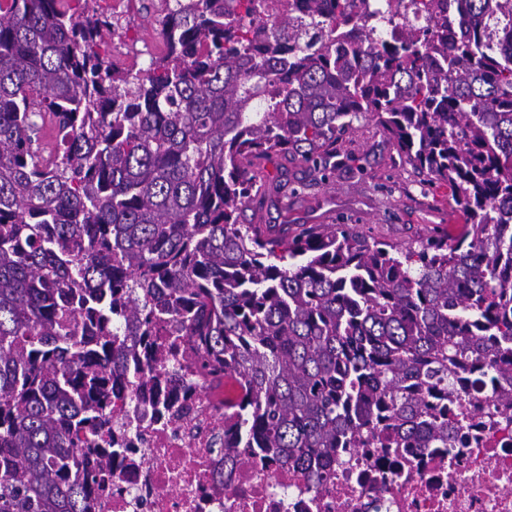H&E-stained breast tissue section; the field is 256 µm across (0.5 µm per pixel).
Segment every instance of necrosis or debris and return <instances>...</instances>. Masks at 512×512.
Returning a JSON list of instances; mask_svg holds the SVG:
<instances>
[{
    "label": "necrosis or debris",
    "mask_w": 512,
    "mask_h": 512,
    "mask_svg": "<svg viewBox=\"0 0 512 512\" xmlns=\"http://www.w3.org/2000/svg\"><path fill=\"white\" fill-rule=\"evenodd\" d=\"M160 399L112 395L121 413L113 424L128 451L112 462V487L94 512H512V424L491 413L489 393L477 442L460 459L413 448L393 464L343 454L335 478L315 487L295 469L263 458L235 469L224 493L213 490L224 472L214 438L224 432V387L188 365L177 380L161 378Z\"/></svg>",
    "instance_id": "obj_1"
}]
</instances>
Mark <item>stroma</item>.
Instances as JSON below:
<instances>
[{"label": "stroma", "instance_id": "35a3bbf8", "mask_svg": "<svg viewBox=\"0 0 512 512\" xmlns=\"http://www.w3.org/2000/svg\"><path fill=\"white\" fill-rule=\"evenodd\" d=\"M342 164L328 180L310 175L307 166L288 168L289 185H302L287 210L270 198L253 201L264 223L349 224L369 237L401 246L416 245L461 224L448 205L447 190L432 191L422 177L402 166L374 122L360 120L336 145Z\"/></svg>", "mask_w": 512, "mask_h": 512}]
</instances>
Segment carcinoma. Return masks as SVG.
Wrapping results in <instances>:
<instances>
[{
    "label": "carcinoma",
    "mask_w": 512,
    "mask_h": 512,
    "mask_svg": "<svg viewBox=\"0 0 512 512\" xmlns=\"http://www.w3.org/2000/svg\"><path fill=\"white\" fill-rule=\"evenodd\" d=\"M224 2L165 0L166 54L136 70L101 52L99 0H0V512H91L112 387L154 393L160 336L237 382L225 463L318 487L341 449L454 454L463 377L512 407V0H423L429 25L386 38L351 0ZM362 117L448 187L457 236L244 223L286 187L255 161L327 179Z\"/></svg>",
    "instance_id": "1"
}]
</instances>
